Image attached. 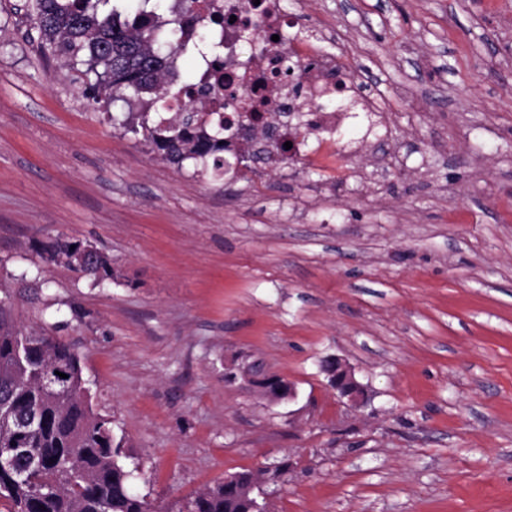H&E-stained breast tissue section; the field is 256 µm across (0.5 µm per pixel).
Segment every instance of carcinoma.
<instances>
[{"instance_id":"carcinoma-1","label":"carcinoma","mask_w":512,"mask_h":512,"mask_svg":"<svg viewBox=\"0 0 512 512\" xmlns=\"http://www.w3.org/2000/svg\"><path fill=\"white\" fill-rule=\"evenodd\" d=\"M109 0H35L42 44L73 58L84 54L103 68L101 95L130 91L158 94L162 76L180 79L178 57L161 51L158 36L183 32L176 20H162L138 0L107 12ZM148 139L164 159H212L224 169V123H212L189 108L168 122L147 128ZM85 244L58 236L42 248L48 263L77 266ZM80 271L99 281L112 275L103 255ZM61 372L62 386L42 388L43 377ZM125 437H116L112 420L92 413L78 354L45 332H28L16 324L12 302L0 298V506L5 512H155L131 491L137 464L127 462ZM243 500L224 492V483L209 486L188 502L186 512H245Z\"/></svg>"}]
</instances>
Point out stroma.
<instances>
[{"mask_svg": "<svg viewBox=\"0 0 512 512\" xmlns=\"http://www.w3.org/2000/svg\"><path fill=\"white\" fill-rule=\"evenodd\" d=\"M380 104L332 168L213 176L0 0V293L80 355L157 512L288 465L270 512H512V0H282ZM64 234L104 281L42 262ZM365 389L337 396L321 364ZM259 362L296 397L226 368Z\"/></svg>", "mask_w": 512, "mask_h": 512, "instance_id": "35a3bbf8", "label": "stroma"}]
</instances>
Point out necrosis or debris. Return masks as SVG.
Segmentation results:
<instances>
[{"label": "necrosis or debris", "mask_w": 512, "mask_h": 512, "mask_svg": "<svg viewBox=\"0 0 512 512\" xmlns=\"http://www.w3.org/2000/svg\"><path fill=\"white\" fill-rule=\"evenodd\" d=\"M198 15L209 22L211 48L198 65V76L209 87L196 98L200 112L222 113L224 138L236 153L259 152L261 157L277 154L268 142V127L287 128L289 87L272 81L271 73L285 56L298 62L306 86L303 111L313 113L312 148L304 156L309 163L327 166L338 153L337 131L347 123L348 113L319 108L318 100L334 92L336 62L324 56L312 40L299 39L300 17L284 10L281 0H197ZM251 29L258 41L251 53H243L242 29ZM248 105L259 117H241L240 105Z\"/></svg>", "instance_id": "4bbe7bcc"}]
</instances>
